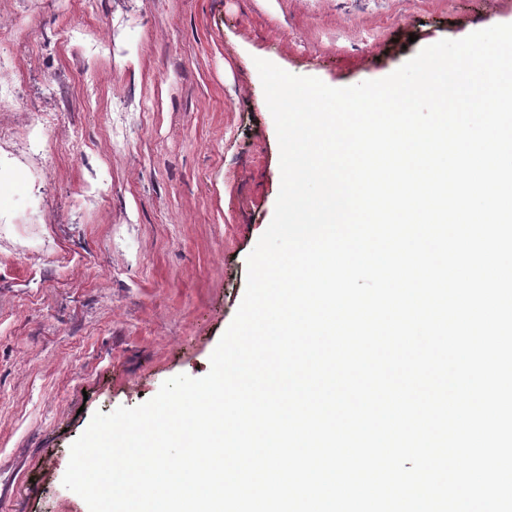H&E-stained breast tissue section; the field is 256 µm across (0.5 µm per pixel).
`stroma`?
<instances>
[{
  "label": "stroma",
  "instance_id": "obj_1",
  "mask_svg": "<svg viewBox=\"0 0 512 512\" xmlns=\"http://www.w3.org/2000/svg\"><path fill=\"white\" fill-rule=\"evenodd\" d=\"M507 23L512 0H0V512H88L62 479L94 413L208 373L280 190L255 59L347 87Z\"/></svg>",
  "mask_w": 512,
  "mask_h": 512
}]
</instances>
